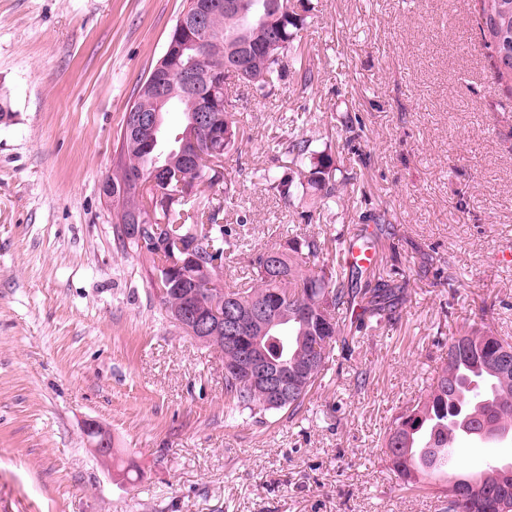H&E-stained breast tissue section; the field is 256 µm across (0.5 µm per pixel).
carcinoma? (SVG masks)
Listing matches in <instances>:
<instances>
[{
	"mask_svg": "<svg viewBox=\"0 0 512 512\" xmlns=\"http://www.w3.org/2000/svg\"><path fill=\"white\" fill-rule=\"evenodd\" d=\"M241 2L238 15L219 10L211 16V28L223 35V43L215 46L216 53L232 56L236 47H250L239 81L253 89L258 98L273 95L290 71L297 74L301 94H309L318 75L310 68L295 67L294 47L307 24L308 12L313 10L311 3L298 0L281 18L269 22V8L276 0ZM478 2L477 25L486 47L492 50L496 74L501 80L512 81V0ZM271 40L283 44L278 57L263 50L264 43ZM208 92L207 85L201 84L195 88L194 101L176 92L169 103L161 106L164 115L174 110L181 113L182 125L177 132L190 130L199 144L211 140L216 132L210 122L188 127L191 110L207 102ZM220 116L232 130L231 137L224 140L222 156L226 158L238 152L243 113L222 112ZM271 151L282 164L260 169L266 190L286 204L308 197L319 208L318 215L331 213V205L342 199L348 181L332 156L317 150L313 138L296 128L274 140ZM185 155L174 136L165 138L161 149L154 152L144 150L138 141L126 144L123 136H118L114 170L107 177L111 192H124L112 199L115 209L135 212L153 202L148 190L142 194L133 188L123 190L130 173H149L171 163L183 165L188 163ZM202 182L215 189V196L200 204L196 190ZM235 193L231 173L217 161L204 167L189 191H177L168 197V204L157 212V218L164 224L176 225L174 232L189 245L196 231L206 239L197 258L216 286L215 293L202 296L198 302L212 303L222 298L233 303L248 321L256 320L266 329L264 347L269 361L297 371L298 390L283 404L271 403L263 389L242 377L224 373V394L231 402L232 415L254 420L285 411L291 418L321 381L332 344L346 326L348 311L363 304L364 319L379 327L392 319L404 300V289L390 280L375 278L372 269L348 266L340 237L290 238L285 233L280 240L249 251L241 233L218 223L224 206L233 204ZM115 235L123 251L143 258L150 274H159V279H150V286L167 289L162 305L167 317L180 326L179 315L191 290L190 280L158 271L157 251L143 249L118 226ZM331 249V264L322 265L317 272L303 269L304 260L327 255ZM272 251L279 256L281 271L276 275L269 271L267 253ZM244 253L248 272L233 285L224 286V269ZM209 348L229 366L238 360V352L227 338ZM467 429L481 434L492 432L491 442L512 437V340L484 328H471L451 339L443 366L431 379L426 393L407 403L392 418L381 433V447L390 470L403 482L434 486L438 465L448 460V448L465 436ZM438 492L448 498V512H502L503 500H512V460L506 471L490 468L475 481H459Z\"/></svg>",
	"mask_w": 512,
	"mask_h": 512,
	"instance_id": "carcinoma-1",
	"label": "carcinoma"
}]
</instances>
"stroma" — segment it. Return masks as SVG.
I'll use <instances>...</instances> for the list:
<instances>
[{"instance_id": "1", "label": "stroma", "mask_w": 512, "mask_h": 512, "mask_svg": "<svg viewBox=\"0 0 512 512\" xmlns=\"http://www.w3.org/2000/svg\"><path fill=\"white\" fill-rule=\"evenodd\" d=\"M298 37L320 80L301 95L236 90L226 159L255 247L278 233L373 230L375 269L405 298L385 327L339 338L297 420H232L224 362L167 318L148 265L114 238L102 191L135 91L184 0H0V512H444L403 486L378 441L441 364L449 337H512V82L498 79L477 0H312ZM304 126L351 174L317 222L256 176ZM360 118L354 142L340 116ZM383 214V228L374 215ZM112 434V463L85 434Z\"/></svg>"}]
</instances>
